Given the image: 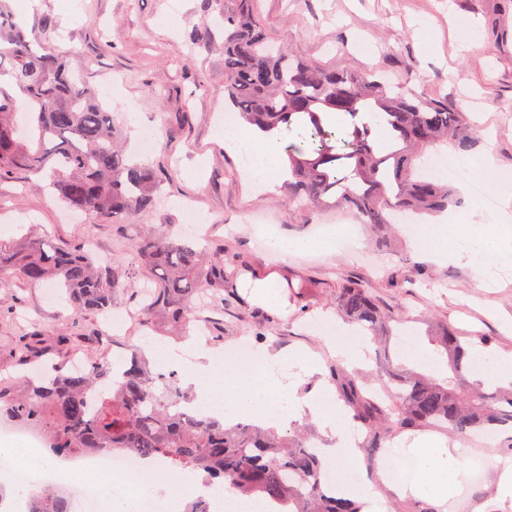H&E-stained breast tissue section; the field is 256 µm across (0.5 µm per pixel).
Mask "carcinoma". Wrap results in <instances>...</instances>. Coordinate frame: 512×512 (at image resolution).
Here are the masks:
<instances>
[{"mask_svg":"<svg viewBox=\"0 0 512 512\" xmlns=\"http://www.w3.org/2000/svg\"><path fill=\"white\" fill-rule=\"evenodd\" d=\"M200 9L212 15V24L192 33L193 40L220 42L231 110L245 125L288 139L289 203L314 208L332 198L376 230L405 214H438L460 203L454 185L414 170L416 157L438 143L464 153L475 145L473 123L448 98L396 92L374 70L320 67L273 50L253 0H201ZM5 76L13 91L0 85L1 180L46 173V188L61 202L112 224L119 235L124 219L155 208L167 182L164 171L126 152L95 89L37 33L27 37L9 0H0V78ZM238 263L239 256L221 244L205 254L164 227L149 228L110 267L78 244L34 237L0 246V288L54 283L65 289L76 313L107 315L129 277L145 276L152 283L147 299L130 293L142 311L140 327L149 328L148 316L158 314L185 333L199 297L220 312L236 300ZM334 303L350 323L376 337H393L394 324L401 323L356 282L340 289ZM430 341L449 376L386 367L378 378L388 390L384 399L367 395L357 374L339 365L330 369L336 397L366 430L362 459L386 453L399 432L433 427L468 436L512 424V390L491 378L471 380L470 352L488 348V339L439 324ZM86 344L88 369L62 374V360ZM9 355L23 368L35 359H59L51 378H0V423L42 431L54 454L118 449L202 471L276 512H363V503L322 485L315 449L258 426L226 427L188 413L175 384L157 393L160 377L135 356L115 378L107 345L82 323L58 336L23 329L12 337ZM94 391L99 400L93 407L88 394ZM29 512H70L69 501L44 490L32 497Z\"/></svg>","mask_w":512,"mask_h":512,"instance_id":"carcinoma-1","label":"carcinoma"}]
</instances>
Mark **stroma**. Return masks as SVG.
<instances>
[{
    "label": "stroma",
    "mask_w": 512,
    "mask_h": 512,
    "mask_svg": "<svg viewBox=\"0 0 512 512\" xmlns=\"http://www.w3.org/2000/svg\"><path fill=\"white\" fill-rule=\"evenodd\" d=\"M12 3L30 29L53 16L48 48L66 54L72 68L85 74L127 138H135L142 124L155 125L156 144L143 159L165 167L170 182L155 211L129 219L119 239L110 224L91 215L67 220L38 176L1 182V245L18 244L29 234L61 244L91 241L95 254L109 260L127 252L145 225L179 231L180 204L192 201L202 215L197 246L224 243L244 253L250 265L234 283L243 303L225 313L224 333L211 342V355L259 331L263 349L305 350L324 367L332 365L325 337L310 325L335 318L336 290L350 281L372 288L396 315L429 317L488 337L493 352H512V278L481 287L476 270L417 250L403 230L374 233L344 208L314 213L289 206L282 177L265 192L250 185L241 158L217 134L216 120L226 107L224 60L188 38L206 23L199 0ZM254 9L284 52L322 67L382 69L394 86L448 96L481 124L474 159L489 157L495 167L512 171V0H254ZM468 37L471 49L459 53ZM258 222L291 238L308 237L311 225L324 224L337 236L353 237L357 249L278 256L255 245ZM299 275L319 282L306 312L288 294L289 279ZM258 282L269 285L270 300L253 298ZM43 293L40 285L0 288V309L23 300L32 320L48 334L60 333L75 314L64 302L47 304Z\"/></svg>",
    "instance_id": "obj_1"
}]
</instances>
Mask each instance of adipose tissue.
Wrapping results in <instances>:
<instances>
[{
  "mask_svg": "<svg viewBox=\"0 0 512 512\" xmlns=\"http://www.w3.org/2000/svg\"><path fill=\"white\" fill-rule=\"evenodd\" d=\"M224 145L232 152L247 155L256 176L269 180V164L280 153L275 135L248 130L225 138ZM499 195L500 221L494 225L481 224V206L478 201L469 200L468 212L473 223L467 233L468 244L453 253L455 259L475 268L486 280L496 275V257L512 252V188H501ZM299 368V373L288 378L272 373L259 381L231 362L220 369L209 364L199 366L194 378L198 387L197 403L203 409L222 414L228 426L248 421L262 427H277L311 414L323 429L336 437L335 445L324 451L325 466L347 473L355 463V450L349 443L343 412L328 388H320L312 399L300 396L299 387L304 379L320 373L321 367L303 361ZM410 451L421 463L420 475L409 487L415 495L429 499L447 497L466 473L465 459L445 441L423 438Z\"/></svg>",
  "mask_w": 512,
  "mask_h": 512,
  "instance_id": "obj_1",
  "label": "adipose tissue"
}]
</instances>
